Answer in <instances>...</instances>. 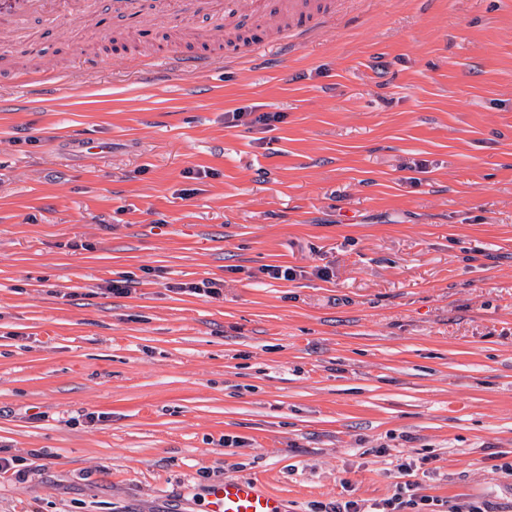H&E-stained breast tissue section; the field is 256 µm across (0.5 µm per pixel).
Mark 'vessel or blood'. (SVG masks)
I'll return each mask as SVG.
<instances>
[{
    "label": "vessel or blood",
    "instance_id": "1",
    "mask_svg": "<svg viewBox=\"0 0 512 512\" xmlns=\"http://www.w3.org/2000/svg\"><path fill=\"white\" fill-rule=\"evenodd\" d=\"M60 0H14L12 13L23 19L33 15L50 14L53 5ZM363 0H208L209 5L225 13H240L262 20L279 15L287 19L285 37L290 46H298L317 36L327 25L336 23L357 10ZM115 12L139 26L145 10L169 18H184L188 15L185 0H152L150 7H143L141 0H113ZM217 60L207 54L186 56L173 53L154 62L155 68L177 73L200 75L210 72ZM66 85L65 77L52 73L30 75L20 78L17 87L33 101L55 100ZM209 512H284V503L278 496L263 490L253 479L228 478L216 485L210 493Z\"/></svg>",
    "mask_w": 512,
    "mask_h": 512
}]
</instances>
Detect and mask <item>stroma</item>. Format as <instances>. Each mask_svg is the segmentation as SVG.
I'll list each match as a JSON object with an SVG mask.
<instances>
[{
  "label": "stroma",
  "mask_w": 512,
  "mask_h": 512,
  "mask_svg": "<svg viewBox=\"0 0 512 512\" xmlns=\"http://www.w3.org/2000/svg\"><path fill=\"white\" fill-rule=\"evenodd\" d=\"M223 24L94 0L0 49V512L369 506L404 463L512 512V0H366L261 67ZM150 65L155 67V69H167L177 73L200 75L210 72L217 65V59L203 53L186 56L174 52L155 60ZM66 86V77L52 73L30 75L20 78L18 89L32 101H52ZM209 512H285L278 496L253 479L227 478L210 493Z\"/></svg>",
  "instance_id": "obj_1"
}]
</instances>
